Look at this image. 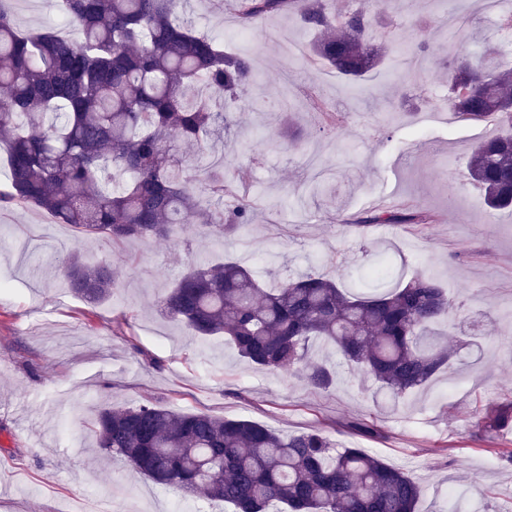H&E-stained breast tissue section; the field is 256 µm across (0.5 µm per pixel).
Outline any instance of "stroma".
<instances>
[{
  "mask_svg": "<svg viewBox=\"0 0 512 512\" xmlns=\"http://www.w3.org/2000/svg\"><path fill=\"white\" fill-rule=\"evenodd\" d=\"M369 6L370 36L389 61L353 82L307 60L315 36L295 14L245 29L230 0H186L197 28L220 38L225 52L250 57L262 89L225 101L224 138L186 151L189 174L220 160L226 180L249 191L246 230L217 244L188 224L177 240L114 244L80 238L41 210L0 205V512H95L108 493L117 512H232L102 456L87 424L108 402L245 418L285 436L320 430L418 481L420 512H448L453 496L479 512H512V466L493 453L512 447V434L488 440L471 422L477 407L512 400V211L490 209L469 174L474 147L502 129L439 108L452 63H480L485 42L501 41L498 16L482 0H418L414 11L406 0ZM422 42L419 68L392 67ZM284 91L287 114H266L265 102ZM318 101L345 114L342 127L323 129ZM387 208L434 220L350 221ZM383 248L404 259L405 273L430 272L456 305L451 367L393 411L331 346L312 349L336 371L331 389L317 391L302 374L243 363L222 338L199 340L155 308L199 260L228 255L271 282L313 264L341 280L337 252L367 266ZM74 251L120 271L111 298L92 307L67 293L60 264ZM363 424L373 433L360 432Z\"/></svg>",
  "mask_w": 512,
  "mask_h": 512,
  "instance_id": "1",
  "label": "stroma"
}]
</instances>
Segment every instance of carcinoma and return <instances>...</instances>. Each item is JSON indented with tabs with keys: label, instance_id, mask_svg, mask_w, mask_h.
<instances>
[{
	"label": "carcinoma",
	"instance_id": "carcinoma-1",
	"mask_svg": "<svg viewBox=\"0 0 512 512\" xmlns=\"http://www.w3.org/2000/svg\"><path fill=\"white\" fill-rule=\"evenodd\" d=\"M335 0H233L240 23L288 12L319 33L311 57L356 77L377 66L366 7ZM179 0H59L63 26L19 25L0 0V142L8 173L0 203L33 206L81 237L112 242L171 238L196 224L220 239L250 223L246 199L213 165L204 186L184 176V151L206 149L228 126L217 99L256 86L250 58L228 55L198 30ZM79 34V39L72 34ZM450 108L462 120L512 129V65L493 70L458 60ZM471 179L493 209L512 206V133L476 147ZM351 223L428 224L409 210H366ZM68 288L95 306L118 273L105 261L64 262ZM345 288L315 271L261 283L240 262L195 265L157 299L159 312L196 338L222 337L247 364L303 372L327 391L330 369L312 360L321 338L372 378L392 404L448 369L455 350L437 331L453 308L438 280L405 278L384 249ZM97 448L158 485L201 494L234 512H416L423 487L360 448H339L319 430L284 437L248 419L174 412L153 403L106 406L90 422ZM484 435L512 431V402L475 414Z\"/></svg>",
	"mask_w": 512,
	"mask_h": 512
}]
</instances>
